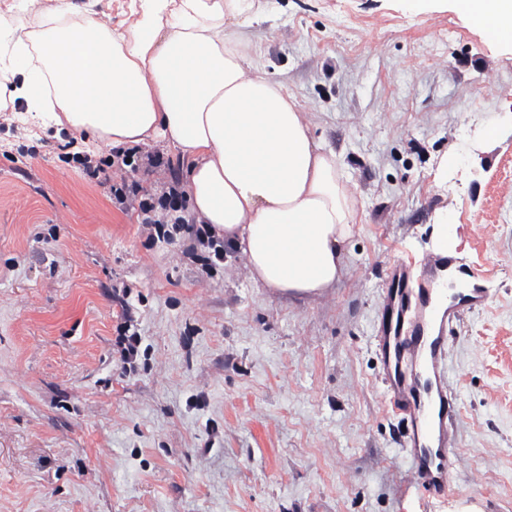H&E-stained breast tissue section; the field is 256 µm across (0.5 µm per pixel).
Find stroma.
Segmentation results:
<instances>
[{
  "label": "stroma",
  "mask_w": 512,
  "mask_h": 512,
  "mask_svg": "<svg viewBox=\"0 0 512 512\" xmlns=\"http://www.w3.org/2000/svg\"><path fill=\"white\" fill-rule=\"evenodd\" d=\"M231 40L304 112L355 200L317 295L204 270L0 112V512H512V46L445 0H245ZM486 276L453 326L455 487L419 489L374 345L390 264ZM141 338L123 370L118 336Z\"/></svg>",
  "instance_id": "1"
}]
</instances>
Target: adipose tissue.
Instances as JSON below:
<instances>
[{"instance_id": "1", "label": "adipose tissue", "mask_w": 512, "mask_h": 512, "mask_svg": "<svg viewBox=\"0 0 512 512\" xmlns=\"http://www.w3.org/2000/svg\"><path fill=\"white\" fill-rule=\"evenodd\" d=\"M487 38L512 42V0H462ZM240 0H143L118 31L74 0L0 10V107L116 148L163 139L187 162L192 209L243 253L252 278L314 294L341 274L355 201L303 112L224 39ZM32 18L25 36L13 16Z\"/></svg>"}]
</instances>
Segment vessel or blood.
Instances as JSON below:
<instances>
[{
    "mask_svg": "<svg viewBox=\"0 0 512 512\" xmlns=\"http://www.w3.org/2000/svg\"><path fill=\"white\" fill-rule=\"evenodd\" d=\"M484 274L441 253L430 254L419 274L392 265L379 303L374 336L392 412L410 430L402 444L419 487L440 495L452 484L458 422L448 380V329L482 308Z\"/></svg>",
    "mask_w": 512,
    "mask_h": 512,
    "instance_id": "obj_1",
    "label": "vessel or blood"
}]
</instances>
